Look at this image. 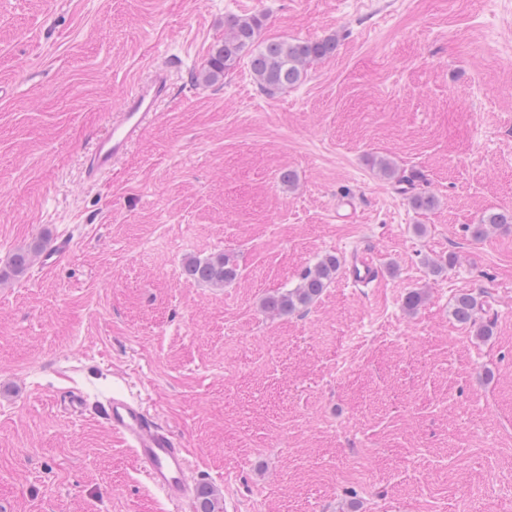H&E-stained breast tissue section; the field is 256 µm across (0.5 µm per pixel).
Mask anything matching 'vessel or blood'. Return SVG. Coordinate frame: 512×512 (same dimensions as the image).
<instances>
[{
  "instance_id": "1",
  "label": "vessel or blood",
  "mask_w": 512,
  "mask_h": 512,
  "mask_svg": "<svg viewBox=\"0 0 512 512\" xmlns=\"http://www.w3.org/2000/svg\"><path fill=\"white\" fill-rule=\"evenodd\" d=\"M164 73H157L150 84L135 87L126 94L112 119L108 133L98 139L86 160L88 177L108 172L128 152L153 117L157 102L167 97ZM381 276L369 253L353 258L346 270L355 285H367ZM105 423L121 436L145 467L149 483L172 504L173 512H192L195 488L190 482L188 452L176 437L159 424L139 401L127 397L108 400Z\"/></svg>"
}]
</instances>
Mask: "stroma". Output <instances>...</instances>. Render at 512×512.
<instances>
[{"mask_svg":"<svg viewBox=\"0 0 512 512\" xmlns=\"http://www.w3.org/2000/svg\"><path fill=\"white\" fill-rule=\"evenodd\" d=\"M254 14L262 38L336 51L272 96L244 61L198 82L225 18ZM160 67L169 96L87 180ZM505 211L512 0H0V512H170L104 422L115 391L176 432L223 512H512V224L469 231ZM63 239L55 268L7 274ZM364 248L377 281L262 312ZM222 253L230 284L184 276ZM169 92L165 74L158 71L148 85L136 86L126 94L120 111L110 122L108 133L98 139L86 160V172L94 178L108 172L139 138L147 122L155 115L157 102ZM340 266L341 262L337 256L329 255L320 259L313 267H308L301 273L300 283L296 288L265 297L261 305L262 310L282 316L306 307L333 282ZM478 303L472 294L461 293L454 299L452 315L459 323L467 324L474 321V312ZM475 324V322H473Z\"/></svg>","mask_w":512,"mask_h":512,"instance_id":"stroma-1","label":"stroma"}]
</instances>
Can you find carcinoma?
Segmentation results:
<instances>
[{
  "label": "carcinoma",
  "instance_id": "1",
  "mask_svg": "<svg viewBox=\"0 0 512 512\" xmlns=\"http://www.w3.org/2000/svg\"><path fill=\"white\" fill-rule=\"evenodd\" d=\"M224 24L228 35L211 49L204 75L207 83L223 80L226 73L246 58L261 91L270 96L299 85L307 76L306 66L311 60L327 57L336 49L333 37L315 41H262L259 39L264 25L261 15L231 16L224 20ZM511 223L512 212L494 213L472 228V236L483 237L489 225ZM39 250L40 245L36 244L30 249L15 252L10 259V272L15 276L24 274L32 256ZM340 266V259L336 256L320 259L301 273L297 287L265 297L262 310L282 316L311 304L333 282ZM183 272L188 279L216 285L230 283L238 276V268L227 254L189 260ZM476 307V297L461 293L454 299L452 315L458 322L470 324L474 321ZM198 512H222L214 491L207 486L200 487Z\"/></svg>",
  "mask_w": 512,
  "mask_h": 512
}]
</instances>
